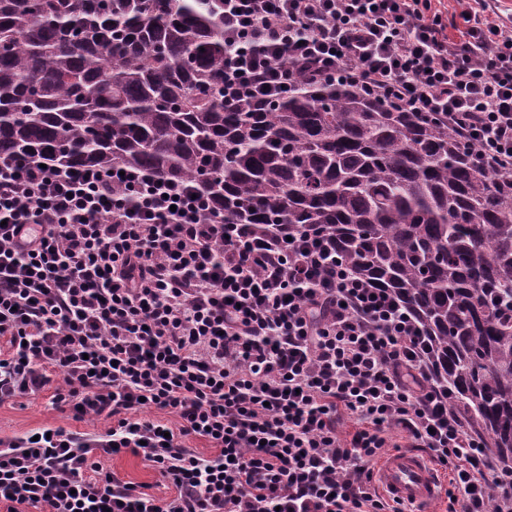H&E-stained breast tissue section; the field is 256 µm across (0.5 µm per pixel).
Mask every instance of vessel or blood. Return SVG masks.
<instances>
[{"instance_id":"vessel-or-blood-1","label":"vessel or blood","mask_w":512,"mask_h":512,"mask_svg":"<svg viewBox=\"0 0 512 512\" xmlns=\"http://www.w3.org/2000/svg\"><path fill=\"white\" fill-rule=\"evenodd\" d=\"M374 478L391 500L409 512H430L441 493L438 474L428 459L416 451H397L380 461Z\"/></svg>"}]
</instances>
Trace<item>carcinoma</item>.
Returning <instances> with one entry per match:
<instances>
[{
    "instance_id": "1",
    "label": "carcinoma",
    "mask_w": 512,
    "mask_h": 512,
    "mask_svg": "<svg viewBox=\"0 0 512 512\" xmlns=\"http://www.w3.org/2000/svg\"><path fill=\"white\" fill-rule=\"evenodd\" d=\"M219 0H0V157L182 180L226 224L315 228L433 341L435 380L512 462V172L448 126L297 78L224 104Z\"/></svg>"
}]
</instances>
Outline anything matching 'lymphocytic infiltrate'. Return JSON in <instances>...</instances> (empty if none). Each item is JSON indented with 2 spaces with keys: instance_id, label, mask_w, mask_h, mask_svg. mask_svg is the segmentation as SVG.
Here are the masks:
<instances>
[{
  "instance_id": "f902f5d3",
  "label": "lymphocytic infiltrate",
  "mask_w": 512,
  "mask_h": 512,
  "mask_svg": "<svg viewBox=\"0 0 512 512\" xmlns=\"http://www.w3.org/2000/svg\"><path fill=\"white\" fill-rule=\"evenodd\" d=\"M432 2L224 0V100L337 79L442 119L480 166L512 171V23L473 0L453 39ZM430 352L317 230L225 223L192 186L136 168L0 157V402L55 371L58 410L112 420L0 438L5 512H405L372 479L392 428L449 470L462 512H488L496 482L512 512V477L433 384ZM123 452L175 496L95 460Z\"/></svg>"
}]
</instances>
